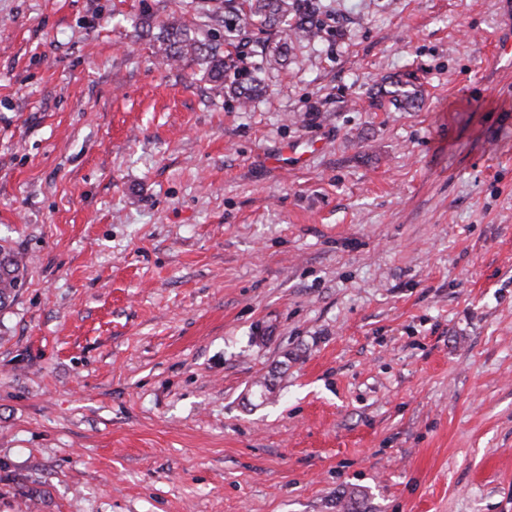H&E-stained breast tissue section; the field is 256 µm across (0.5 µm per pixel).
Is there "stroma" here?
<instances>
[{"label": "stroma", "instance_id": "1", "mask_svg": "<svg viewBox=\"0 0 512 512\" xmlns=\"http://www.w3.org/2000/svg\"><path fill=\"white\" fill-rule=\"evenodd\" d=\"M204 2L0 0V512H512L498 0H320L244 110ZM18 261L9 255H4L0 259V300L8 297L9 293L17 287L18 284Z\"/></svg>", "mask_w": 512, "mask_h": 512}]
</instances>
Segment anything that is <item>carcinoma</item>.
Wrapping results in <instances>:
<instances>
[{
  "label": "carcinoma",
  "instance_id": "obj_1",
  "mask_svg": "<svg viewBox=\"0 0 512 512\" xmlns=\"http://www.w3.org/2000/svg\"><path fill=\"white\" fill-rule=\"evenodd\" d=\"M317 10L314 0H224V12L210 17L202 40L175 21L163 26L166 57L203 66L213 82H230L235 98L244 105L262 91L261 80L253 72L238 68L224 46L233 44L253 25L260 33L254 39L255 53L260 57L256 71L271 69L282 59V46H272L270 35L283 34L298 43L315 40L320 31ZM17 270L18 261L8 255L0 258V299L17 287Z\"/></svg>",
  "mask_w": 512,
  "mask_h": 512
}]
</instances>
